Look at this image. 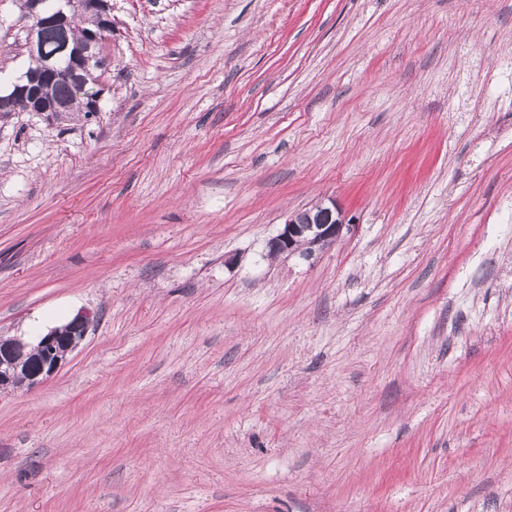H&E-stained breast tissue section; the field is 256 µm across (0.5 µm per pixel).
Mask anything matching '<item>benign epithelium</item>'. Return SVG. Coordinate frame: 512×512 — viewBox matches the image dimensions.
I'll use <instances>...</instances> for the list:
<instances>
[{
    "label": "benign epithelium",
    "mask_w": 512,
    "mask_h": 512,
    "mask_svg": "<svg viewBox=\"0 0 512 512\" xmlns=\"http://www.w3.org/2000/svg\"><path fill=\"white\" fill-rule=\"evenodd\" d=\"M91 16L94 28L80 41L71 39L74 21ZM26 48L32 55L43 52L45 29L54 30L58 50L43 57V67L26 72L8 86L10 94L0 100V119L15 111L13 103L23 102L27 111L37 112L55 124L71 110L69 102L48 101L41 97L40 86L48 80H65L74 87L81 111H101L100 79L112 42L111 0H27ZM352 220L334 200L287 216L276 235L266 244L270 256H314L317 249L335 244L350 230ZM93 323L88 310L78 311L68 323L50 329L31 342L22 336L0 341V392L16 388L17 378L28 388L52 378L69 360V355L86 338Z\"/></svg>",
    "instance_id": "7a95c632"
}]
</instances>
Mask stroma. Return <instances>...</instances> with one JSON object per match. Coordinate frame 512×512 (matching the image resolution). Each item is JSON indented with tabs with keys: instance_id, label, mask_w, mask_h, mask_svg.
Returning <instances> with one entry per match:
<instances>
[{
	"instance_id": "stroma-1",
	"label": "stroma",
	"mask_w": 512,
	"mask_h": 512,
	"mask_svg": "<svg viewBox=\"0 0 512 512\" xmlns=\"http://www.w3.org/2000/svg\"><path fill=\"white\" fill-rule=\"evenodd\" d=\"M112 21L100 112L0 122V338L95 316L0 394V512H512V0ZM294 212L287 216L276 235L266 244L268 256H294L311 259L316 249L335 244L349 231L352 220L336 203L320 202L311 209Z\"/></svg>"
}]
</instances>
